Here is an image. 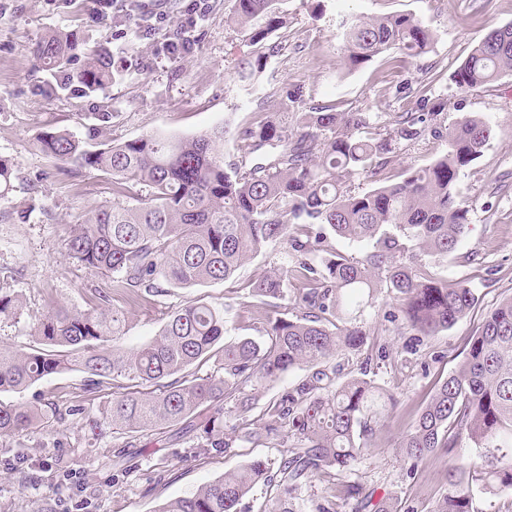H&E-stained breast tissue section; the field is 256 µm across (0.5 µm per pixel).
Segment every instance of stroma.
<instances>
[{
  "label": "stroma",
  "mask_w": 512,
  "mask_h": 512,
  "mask_svg": "<svg viewBox=\"0 0 512 512\" xmlns=\"http://www.w3.org/2000/svg\"><path fill=\"white\" fill-rule=\"evenodd\" d=\"M234 7L235 0H208L203 20L189 32L193 52L182 59L168 58L159 43L128 33L112 45L125 55L120 78L91 91L35 68L31 56L33 43L52 30L76 33L89 46L111 36V29L91 19L88 0H0V158L17 174L12 193L0 199V285L24 303L20 318L0 321V345L27 347L38 319L55 303L80 306L87 289L109 285L104 275L70 257L68 240L94 206L112 201V181L57 167L40 148L43 133L67 129L86 135L99 112L111 113L107 135L117 142L146 135L193 137L222 124L234 132L251 126L259 112L272 111L263 97L284 83L303 87L306 104L331 102L383 122L407 107L394 97L393 86L419 80L434 68L431 92L446 102L440 122L479 115L493 128L482 155L456 184L470 209L461 244L453 255L425 259L438 277L473 288L477 303L448 331L418 343L402 321L385 320L392 295L379 291L376 307L367 309L363 320L381 343L371 353L373 378L397 398L398 407L380 418L376 447L352 477L333 471L301 493L304 512H316L327 499L336 512H354L355 501L345 492L353 480L377 496L390 494L401 505L432 512L446 487L448 457L430 456L410 476L398 444L435 382L459 367L486 315L512 296V75L462 94L453 73L492 29L512 24V0H494L487 12L480 0H282L288 28L270 37L281 50L250 91L235 71L256 48L234 25ZM399 13L416 15L432 30L429 52L401 68L380 56L345 70L338 36L343 16ZM472 252L479 261H467ZM196 298L223 309L225 339H261L257 313L234 289L217 282L174 288L158 307L132 308L121 347L147 342L161 326V310ZM410 344L415 352H407ZM84 378L81 372H64L23 392L0 395L6 402L60 411L23 443L0 441V512H158L168 500L220 479L250 458L276 460L282 454L278 447L247 443L228 454L198 457L192 453L197 443L192 432L175 440L154 431L133 442L108 430L94 436L84 416L66 412Z\"/></svg>",
  "instance_id": "stroma-1"
}]
</instances>
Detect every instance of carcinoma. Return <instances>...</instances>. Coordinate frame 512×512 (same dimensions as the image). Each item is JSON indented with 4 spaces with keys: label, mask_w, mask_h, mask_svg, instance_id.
Listing matches in <instances>:
<instances>
[{
    "label": "carcinoma",
    "mask_w": 512,
    "mask_h": 512,
    "mask_svg": "<svg viewBox=\"0 0 512 512\" xmlns=\"http://www.w3.org/2000/svg\"><path fill=\"white\" fill-rule=\"evenodd\" d=\"M281 0H235L234 23L253 45L288 24ZM339 37L345 68L352 71L395 48L407 58L429 51L433 33L411 13L342 20ZM72 33L52 32L34 44L33 59L53 71L77 64L70 77L88 88L114 78L109 42L77 52ZM276 47L246 60L241 77L252 79ZM512 73V24L474 47L453 81L469 93ZM430 72L416 84L402 83L395 97L412 107L389 113L380 125L368 112H338L315 105L288 126L267 112L238 132L239 164L224 168V127L191 138L146 136L104 143L90 150L69 130L45 134L44 153L61 168L96 171L112 179L115 200L94 207L73 232L69 254L110 278L95 288L86 307L57 303L35 328L26 351L0 345V393L21 392L64 371L87 375L82 393L112 391L106 416L93 422L135 438L147 430L184 424L199 431L196 447L227 453L244 443L274 441L286 449L277 463L253 457L238 470L165 503L158 512H239L258 485L275 491L262 512H301L300 492L334 470L349 476L371 448L377 418L398 401L360 375L341 383L334 356L357 354L370 340L361 316L378 288L394 294L398 312L418 336H437L473 307L472 289L450 284L422 263L423 254L448 256L469 225L458 200L460 173L479 158L492 135L482 117L466 116L444 126L445 104L428 95ZM288 110L303 102L301 87L271 93ZM430 139L447 149L423 167H408L398 182L387 170L400 146ZM362 176L374 187L353 193L346 179ZM11 165L0 159V198L13 190ZM136 203L122 202L133 190ZM364 244L361 257L331 253L325 269L311 261L326 251L325 229ZM286 244L289 269H273L241 286L246 306L267 321L265 339L224 340V312L201 299L166 313L158 333L126 352L127 307H141L171 288L234 282L262 249ZM304 288L299 311L285 313L288 278ZM22 301L0 287V318L21 315ZM215 359L213 371L192 377L194 365ZM303 378L260 407V424L227 426L224 415L255 409L265 391L290 371ZM43 420L38 408L0 400V438L21 442ZM470 441L477 459L451 456ZM399 448L408 472L426 457L448 455L447 488L432 512H500L494 497L512 490V297L499 303L471 338L464 361L444 379L405 433ZM355 512H398L386 498L359 483L347 488Z\"/></svg>",
    "instance_id": "carcinoma-1"
}]
</instances>
